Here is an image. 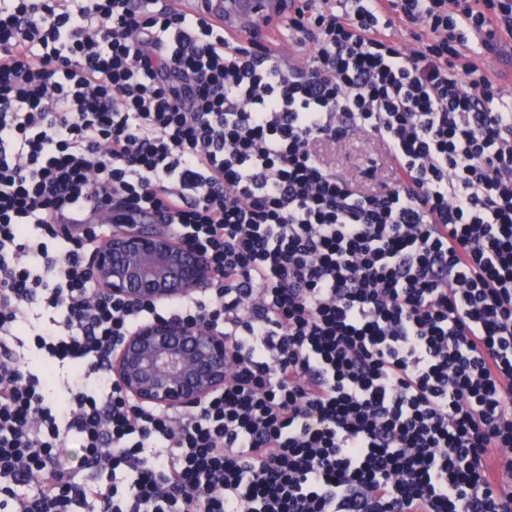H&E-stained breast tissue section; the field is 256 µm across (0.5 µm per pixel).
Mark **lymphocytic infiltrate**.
Instances as JSON below:
<instances>
[{
	"mask_svg": "<svg viewBox=\"0 0 512 512\" xmlns=\"http://www.w3.org/2000/svg\"><path fill=\"white\" fill-rule=\"evenodd\" d=\"M279 30L302 63L169 0H0V512H512V96L479 60L512 0H284ZM356 135L359 182L323 155ZM128 209L210 299L93 300ZM168 316L232 357L179 415L107 358Z\"/></svg>",
	"mask_w": 512,
	"mask_h": 512,
	"instance_id": "1",
	"label": "lymphocytic infiltrate"
}]
</instances>
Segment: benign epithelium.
<instances>
[{
    "label": "benign epithelium",
    "mask_w": 512,
    "mask_h": 512,
    "mask_svg": "<svg viewBox=\"0 0 512 512\" xmlns=\"http://www.w3.org/2000/svg\"><path fill=\"white\" fill-rule=\"evenodd\" d=\"M85 269L101 301L157 305L211 288L209 256L155 224H125L87 253ZM112 378L140 404L188 412L224 389V336L166 317L138 324L108 357Z\"/></svg>",
    "instance_id": "obj_1"
}]
</instances>
